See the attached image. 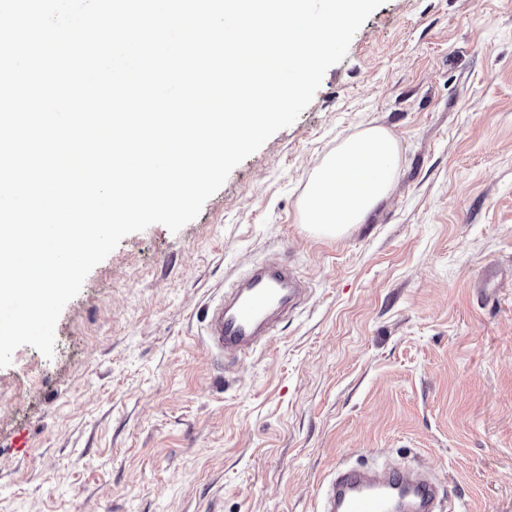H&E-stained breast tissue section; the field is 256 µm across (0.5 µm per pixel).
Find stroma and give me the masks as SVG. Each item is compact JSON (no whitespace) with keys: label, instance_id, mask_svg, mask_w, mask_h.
Instances as JSON below:
<instances>
[{"label":"stroma","instance_id":"obj_1","mask_svg":"<svg viewBox=\"0 0 512 512\" xmlns=\"http://www.w3.org/2000/svg\"><path fill=\"white\" fill-rule=\"evenodd\" d=\"M401 148L390 197L309 232V174L347 136ZM310 292L245 362L204 313L256 262ZM449 479L512 512V0H385L310 105L178 232L127 235L0 368V512H315L337 466Z\"/></svg>","mask_w":512,"mask_h":512}]
</instances>
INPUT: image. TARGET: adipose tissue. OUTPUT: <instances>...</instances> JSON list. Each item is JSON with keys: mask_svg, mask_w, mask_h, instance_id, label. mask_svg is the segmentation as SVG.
I'll use <instances>...</instances> for the list:
<instances>
[{"mask_svg": "<svg viewBox=\"0 0 512 512\" xmlns=\"http://www.w3.org/2000/svg\"><path fill=\"white\" fill-rule=\"evenodd\" d=\"M399 158L398 142L382 127L345 138L310 174L300 207L302 223L336 236L364 223L392 192Z\"/></svg>", "mask_w": 512, "mask_h": 512, "instance_id": "obj_1", "label": "adipose tissue"}]
</instances>
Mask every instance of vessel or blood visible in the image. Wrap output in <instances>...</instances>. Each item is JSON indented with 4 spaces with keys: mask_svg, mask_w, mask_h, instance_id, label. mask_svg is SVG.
Here are the masks:
<instances>
[{
    "mask_svg": "<svg viewBox=\"0 0 512 512\" xmlns=\"http://www.w3.org/2000/svg\"><path fill=\"white\" fill-rule=\"evenodd\" d=\"M305 290L293 269L258 263L206 307V336L217 355L246 359L270 341L276 313L296 308ZM442 480L419 468L385 462L339 468L327 483L318 512H438Z\"/></svg>",
    "mask_w": 512,
    "mask_h": 512,
    "instance_id": "obj_1",
    "label": "vessel or blood"
}]
</instances>
